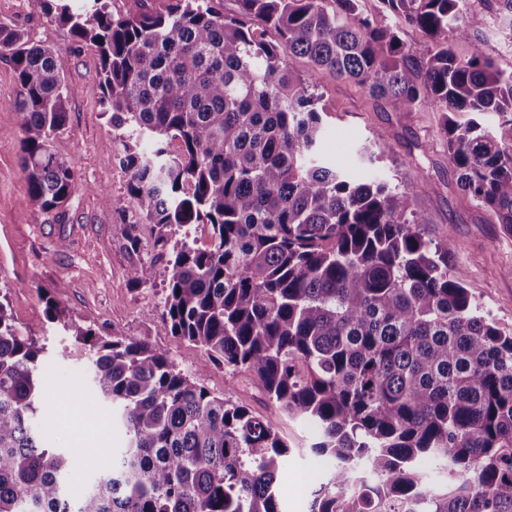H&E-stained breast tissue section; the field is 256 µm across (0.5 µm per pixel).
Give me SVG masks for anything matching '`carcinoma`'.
Listing matches in <instances>:
<instances>
[{
  "label": "carcinoma",
  "instance_id": "carcinoma-1",
  "mask_svg": "<svg viewBox=\"0 0 512 512\" xmlns=\"http://www.w3.org/2000/svg\"><path fill=\"white\" fill-rule=\"evenodd\" d=\"M37 0L67 35L97 49L128 193L166 244L206 224L167 260L162 329L204 350L201 367L253 374L313 428L332 462L312 512H512V329L484 314L450 263L453 242L425 238L417 185L360 182L320 151L315 93L326 70L394 112H436L458 187L512 235V145L484 116L512 117V71L454 45L484 13L465 0H167L113 14ZM423 33L415 47L402 26ZM275 31L277 38L269 36ZM313 64L303 78L284 53ZM16 74L30 206L60 210L76 184L54 146L73 89L51 46L0 22ZM179 150H170L173 141ZM142 286L153 267L129 269ZM59 321L89 346L91 379L127 436L112 471L75 495L69 456L47 447L44 346L0 296V512H284L278 475L290 446L244 404L213 395L169 355L93 337L55 297ZM442 461L446 482L424 465Z\"/></svg>",
  "mask_w": 512,
  "mask_h": 512
}]
</instances>
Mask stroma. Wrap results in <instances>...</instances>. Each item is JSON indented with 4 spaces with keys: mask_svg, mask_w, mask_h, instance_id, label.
<instances>
[{
    "mask_svg": "<svg viewBox=\"0 0 512 512\" xmlns=\"http://www.w3.org/2000/svg\"><path fill=\"white\" fill-rule=\"evenodd\" d=\"M1 21L20 29L32 42L53 46L74 90L67 104V124L56 144L74 163L75 191L63 215L40 213L29 205L21 167V136L11 106L15 73L11 62L0 58V294L6 296L16 325L44 346L45 381L52 386V396H64L68 408L98 428L93 435L77 429L50 434L53 447L74 457L69 485L79 489L91 482L95 470L83 465L86 455H98L97 470H111L112 451L124 447L126 436L113 424L111 407L96 395L80 347L61 326L47 320L43 302L47 295L60 296L63 307L96 335L146 340L215 395L267 417L293 449L278 480L286 512H311L318 476L328 465L315 461L308 451L310 428L288 420L249 373L201 367V348L161 329L169 281L166 255L189 238L206 246L208 228L194 224L174 228L161 248L155 244L153 225L127 224L100 201L104 191L126 198L127 175L112 142L110 116L100 105L96 48L73 41L42 15L35 0H0ZM456 52L465 58L477 52L512 70V27L495 11H488L480 36L457 43ZM318 85L328 112L324 155L341 164L362 165L369 176L393 184L418 183L414 207L428 218L426 238L452 240L451 262L463 271L467 288L484 312L512 328V236L457 187L437 114L377 106L356 84L325 72ZM381 137L389 139L390 150L374 163H362V146ZM132 234L140 240L136 253L129 248ZM138 262L154 266L148 285L129 280V269Z\"/></svg>",
    "mask_w": 512,
    "mask_h": 512,
    "instance_id": "obj_1",
    "label": "stroma"
}]
</instances>
